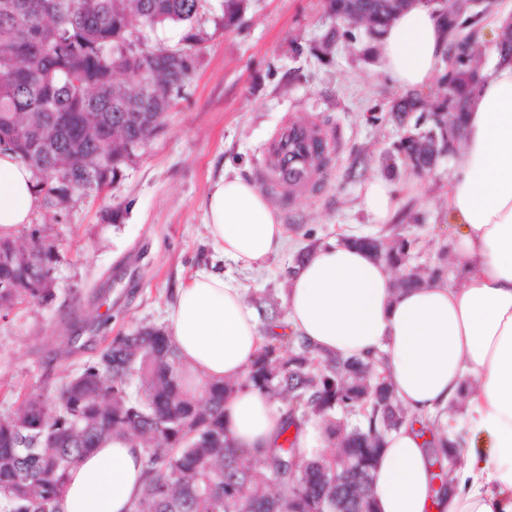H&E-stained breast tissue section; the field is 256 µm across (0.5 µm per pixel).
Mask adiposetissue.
Returning a JSON list of instances; mask_svg holds the SVG:
<instances>
[{
  "label": "adipose tissue",
  "mask_w": 512,
  "mask_h": 512,
  "mask_svg": "<svg viewBox=\"0 0 512 512\" xmlns=\"http://www.w3.org/2000/svg\"><path fill=\"white\" fill-rule=\"evenodd\" d=\"M452 38L428 0L397 14L380 38V62L405 95L426 89ZM448 182V221L458 227L460 283L398 287L392 269L349 241L312 249L288 278L287 331L325 352L382 353L409 415L440 417L467 450L447 495L417 427L391 431L373 471L376 512H512V56L482 72L461 126ZM40 199L31 170L0 152V236L30 223ZM362 205L378 224L397 201L382 177L367 181ZM220 264L196 271L167 307L166 330L188 371L186 387L241 379L263 345L240 275L287 248L276 211L246 177L222 176L202 201ZM235 444H273L279 415L255 389L224 404ZM144 481L142 448L112 439L71 470L63 512H128Z\"/></svg>",
  "instance_id": "ef3b65f1"
}]
</instances>
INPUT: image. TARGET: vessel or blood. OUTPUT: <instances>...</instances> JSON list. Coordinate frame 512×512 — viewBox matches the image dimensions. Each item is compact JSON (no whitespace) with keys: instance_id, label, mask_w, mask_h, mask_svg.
I'll return each instance as SVG.
<instances>
[{"instance_id":"vessel-or-blood-1","label":"vessel or blood","mask_w":512,"mask_h":512,"mask_svg":"<svg viewBox=\"0 0 512 512\" xmlns=\"http://www.w3.org/2000/svg\"><path fill=\"white\" fill-rule=\"evenodd\" d=\"M334 147V135L309 124H288L267 143L266 160L257 167L256 180L260 188L273 193L287 182L296 190L315 187L326 172L323 156Z\"/></svg>"}]
</instances>
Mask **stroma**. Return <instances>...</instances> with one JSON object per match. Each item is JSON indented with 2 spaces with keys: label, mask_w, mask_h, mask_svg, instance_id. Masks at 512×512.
I'll return each mask as SVG.
<instances>
[{
  "label": "stroma",
  "mask_w": 512,
  "mask_h": 512,
  "mask_svg": "<svg viewBox=\"0 0 512 512\" xmlns=\"http://www.w3.org/2000/svg\"><path fill=\"white\" fill-rule=\"evenodd\" d=\"M326 0H246L224 24V0H207L194 73L162 129L104 194L68 211L37 209L31 222L58 244L62 261L50 302L27 301L0 314V415L30 393L52 395L61 378L114 336L166 324L176 288L215 253L205 238L201 202L218 176H253L281 126L307 122L339 132L342 147L322 183L289 200L269 195L288 230L287 250L243 275L249 301L282 302L297 259L340 232L414 239L412 266L436 262L453 246L445 194L451 157L429 174L388 157L403 130L390 118L400 93L380 68L364 26L318 46L334 27ZM383 175L396 185L393 223L374 224L361 206L364 184ZM121 211L108 222L110 209Z\"/></svg>",
  "instance_id": "stroma-1"
}]
</instances>
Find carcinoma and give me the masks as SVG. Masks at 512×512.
<instances>
[{
  "instance_id": "1",
  "label": "carcinoma",
  "mask_w": 512,
  "mask_h": 512,
  "mask_svg": "<svg viewBox=\"0 0 512 512\" xmlns=\"http://www.w3.org/2000/svg\"><path fill=\"white\" fill-rule=\"evenodd\" d=\"M388 0H329L338 19L365 12L380 35L392 19ZM205 0H0V141L32 173L44 207L74 184L98 194L131 162L128 145L143 146L194 67L197 22ZM150 27L180 24L174 48L148 47L132 18ZM480 81L472 59L441 77V108L462 125ZM419 98L397 100L391 117L417 111ZM381 247L392 267L410 261L414 240L362 236ZM26 259L0 263V313L26 300H52L42 284L60 261L57 248L31 227ZM263 345L238 382L206 385L203 398L184 388V371L166 331L144 325L115 336L71 371L52 398L32 393L0 416V512H61L70 469L114 437H129L147 455V479L129 512H373L372 471L385 437L406 420L384 370V356L344 358L321 353L304 337L271 331L257 306ZM252 388L277 408L282 442L258 454L235 448L224 426V402ZM337 443L314 455L288 437L312 421ZM37 441L23 454L19 440ZM437 493L447 494L463 455L443 434L430 448Z\"/></svg>"
}]
</instances>
